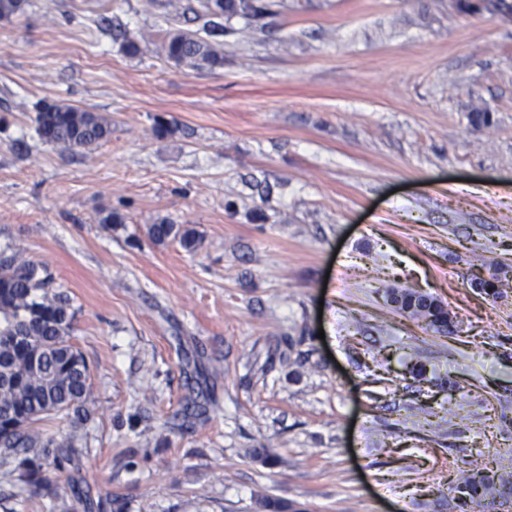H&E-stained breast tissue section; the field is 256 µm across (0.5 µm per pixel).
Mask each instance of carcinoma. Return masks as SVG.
Returning <instances> with one entry per match:
<instances>
[{"label": "carcinoma", "instance_id": "cac0c4a2", "mask_svg": "<svg viewBox=\"0 0 512 512\" xmlns=\"http://www.w3.org/2000/svg\"><path fill=\"white\" fill-rule=\"evenodd\" d=\"M27 0H0V22L21 14ZM166 23H178L187 14L202 21L201 30L181 28L168 33L164 45L168 58L191 68L224 67L223 42L232 32L228 26L238 17L251 21L263 17L268 6L263 0H200L197 6L163 3ZM34 132L43 143L66 150H89L109 137L110 123L97 112L66 104L37 107ZM150 238L163 243L172 238L193 250L198 243L193 229H182L164 221L149 228ZM487 295L497 297L512 287L509 277L498 274L477 282ZM387 300L393 309L420 320L434 332L447 330L443 310L426 304L425 295L414 288H393ZM77 310L71 297L55 286L49 267L25 260L13 246L0 250V476L21 487L49 490L59 488L45 477V468L66 479L71 501L61 499L60 512H94L112 500L94 502L82 489L81 457L87 449L83 425L90 418L93 402L89 365L71 343ZM52 418L69 422L71 430L57 440L45 433L41 423ZM504 483L482 470H469L451 490L463 504L481 509L486 500L501 493Z\"/></svg>", "mask_w": 512, "mask_h": 512}]
</instances>
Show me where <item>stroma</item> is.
Listing matches in <instances>:
<instances>
[{"label": "stroma", "instance_id": "obj_1", "mask_svg": "<svg viewBox=\"0 0 512 512\" xmlns=\"http://www.w3.org/2000/svg\"><path fill=\"white\" fill-rule=\"evenodd\" d=\"M475 2L274 0L232 20L215 70L168 60L153 0H30L0 22V245L48 265L77 310L92 497L468 512L459 471L512 486V292L475 286L512 276V0ZM42 103L112 134L47 145ZM162 221L197 248L153 242ZM391 287L443 302L452 329L391 308Z\"/></svg>", "mask_w": 512, "mask_h": 512}]
</instances>
